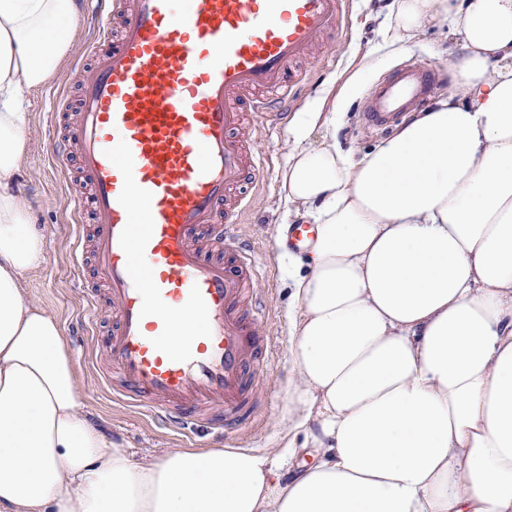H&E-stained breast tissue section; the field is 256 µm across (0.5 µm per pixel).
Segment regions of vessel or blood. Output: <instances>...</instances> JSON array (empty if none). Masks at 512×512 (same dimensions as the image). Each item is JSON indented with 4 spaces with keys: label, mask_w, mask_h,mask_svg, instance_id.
<instances>
[{
    "label": "vessel or blood",
    "mask_w": 512,
    "mask_h": 512,
    "mask_svg": "<svg viewBox=\"0 0 512 512\" xmlns=\"http://www.w3.org/2000/svg\"><path fill=\"white\" fill-rule=\"evenodd\" d=\"M95 37L77 117L55 127L54 159L78 160L91 203V265L117 327L98 358L115 399L191 436L241 426L260 403L268 352L261 274L236 233L259 169L248 116L285 114L308 73L297 61L343 34L350 0H87ZM444 73L414 60L362 108L391 128Z\"/></svg>",
    "instance_id": "b4317fda"
}]
</instances>
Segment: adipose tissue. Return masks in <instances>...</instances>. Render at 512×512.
<instances>
[{"instance_id":"obj_1","label":"adipose tissue","mask_w":512,"mask_h":512,"mask_svg":"<svg viewBox=\"0 0 512 512\" xmlns=\"http://www.w3.org/2000/svg\"><path fill=\"white\" fill-rule=\"evenodd\" d=\"M76 0H0V512H512V0H396L460 47L447 97L361 157L337 112L292 129L288 211L315 226L284 416L312 463L174 448L136 455L80 405L55 315L26 275L43 235L26 176L29 92L71 46ZM322 137H314L317 127Z\"/></svg>"}]
</instances>
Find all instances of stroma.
<instances>
[{"instance_id":"35a3bbf8","label":"stroma","mask_w":512,"mask_h":512,"mask_svg":"<svg viewBox=\"0 0 512 512\" xmlns=\"http://www.w3.org/2000/svg\"><path fill=\"white\" fill-rule=\"evenodd\" d=\"M351 2L346 38L326 45L320 55L301 62V69L308 71L315 83L303 90L288 114V124L279 125L267 117L258 127L256 149L265 163L255 173L249 190L252 203L238 235L251 245L258 264L270 269L268 277L257 284L258 290L266 295L262 329L270 343L268 355L255 375L264 403L256 410L252 423L241 432L228 428L222 434L202 438L159 432L137 410L114 400L102 385L92 352L112 331V302L105 289L94 285L91 264L81 258V226L64 207L69 189L78 188L80 178L75 175L67 180L54 174L49 157L50 135L56 119L53 98L61 92L68 98L76 97V66L84 62L92 37L90 19L84 11H77L70 21L72 48L56 75L27 96L24 109L30 116L26 136L31 150L25 159L29 177L21 184L20 195L46 240L45 262L28 274L27 293L60 322L77 371L83 409L125 446L157 454L172 448H242L258 454L274 452L291 458L297 465L307 461V454L301 450L304 432L289 430L283 420L293 382L288 345L290 322L297 311L291 296V277L297 264L277 247L275 237L278 226L288 221L281 173L288 163L290 124L314 101L321 111H331L349 78L362 72L363 79L336 132V142L341 149L365 152L383 139L382 134L367 129L361 120L362 105L373 85L411 59L447 70L458 51L448 36L447 25L439 22L429 24L413 45L395 40L393 0ZM90 294L97 298L99 315L96 323L88 325L83 321V311Z\"/></svg>"}]
</instances>
